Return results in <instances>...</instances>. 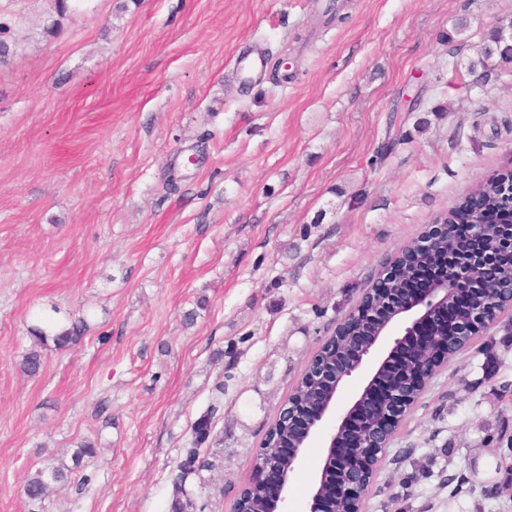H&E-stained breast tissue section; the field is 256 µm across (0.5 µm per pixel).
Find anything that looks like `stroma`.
Listing matches in <instances>:
<instances>
[{
  "label": "stroma",
  "instance_id": "stroma-1",
  "mask_svg": "<svg viewBox=\"0 0 512 512\" xmlns=\"http://www.w3.org/2000/svg\"><path fill=\"white\" fill-rule=\"evenodd\" d=\"M0 0V512L28 474L98 454L43 512H169L190 426L222 462L190 476L231 512L308 360L399 249L512 170V65H468L512 0ZM261 47L245 85L235 55ZM196 310L193 324L183 312ZM86 315L78 349L19 368L30 330ZM512 321L474 337L390 444L364 512H512L452 494L499 480ZM497 358L485 372L486 349ZM307 448L288 512H308Z\"/></svg>",
  "mask_w": 512,
  "mask_h": 512
}]
</instances>
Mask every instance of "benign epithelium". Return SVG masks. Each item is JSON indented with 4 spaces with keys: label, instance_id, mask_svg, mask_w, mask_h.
Segmentation results:
<instances>
[{
    "label": "benign epithelium",
    "instance_id": "7a95c632",
    "mask_svg": "<svg viewBox=\"0 0 512 512\" xmlns=\"http://www.w3.org/2000/svg\"><path fill=\"white\" fill-rule=\"evenodd\" d=\"M391 267H386L379 283L366 290L361 300L343 317L332 338L339 341L349 323L360 314L377 317L378 310L363 311L371 298L382 293L380 283L388 280ZM468 268L457 270V277L450 283L445 278H435L422 288L414 287L411 280L401 288H391L381 298V305L388 310L386 319L372 336L356 337L355 354L343 369L333 370L318 364L312 357L305 371L318 375L322 381L320 399L308 403L285 400L279 414L298 426L301 442L294 448H273L260 459L254 470V479L266 491L265 512H288V484L291 474L322 425L331 418L336 407V396L348 378L368 373L361 393L347 406L332 426L323 450V463L317 471L311 492L309 512H323L324 504L336 503L335 512H363L365 497L378 467L383 462L392 438L387 435L391 423L403 421L410 410L409 382L397 386L382 384L379 375L394 364L412 365L413 382L427 388L434 376L442 370L433 360H422V349L430 337L441 333L445 326L448 342L467 345L473 332H485L500 317L512 312V284L502 288L494 275H489L476 290L490 288L509 291V299L497 297L485 300L478 308L461 297L459 284L468 280ZM384 336L393 337L390 348L382 355L376 347Z\"/></svg>",
    "mask_w": 512,
    "mask_h": 512
}]
</instances>
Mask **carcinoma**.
Segmentation results:
<instances>
[{
    "label": "carcinoma",
    "instance_id": "carcinoma-1",
    "mask_svg": "<svg viewBox=\"0 0 512 512\" xmlns=\"http://www.w3.org/2000/svg\"><path fill=\"white\" fill-rule=\"evenodd\" d=\"M493 56L503 64L512 63V49L503 45L497 31H491L486 37L480 57L470 63V69L476 70L484 66L488 56ZM512 182V171L505 176L491 178L476 188L478 203H473V197H461L447 213L440 215L446 224H472L477 217H482L485 227L478 242L482 251L492 254L498 260V273L503 281H512V256L502 249L501 236L503 224H512V211L503 205L502 191L506 181ZM471 250L469 242L443 237L437 240L430 250L406 249L395 257L392 264V276L388 287L397 288L400 283L417 269L425 266L448 264V279L456 276V269L461 261L467 259ZM88 329L85 316L73 317L69 322L52 332L40 327L31 329L33 345L23 356L21 370L28 376L38 375L44 365V352L70 351L78 347L84 339ZM318 382L311 375H302L297 383L292 397L308 401L318 393ZM215 408L201 414L191 425V447L184 449L183 456L177 464V474L173 478V499L171 512H205V506L197 503L189 496L185 483L189 476L201 470L211 471L214 464L206 461L210 449L206 444L211 441L214 427ZM298 440L297 429L284 419H277L270 426L264 447L273 448L277 444L286 442L292 448ZM96 456V444L87 439L77 443L76 450L71 454L72 465L60 461L44 468L37 469L28 475L23 485V494L32 505L42 504L49 497L52 487L64 483L72 478L74 471L83 466L86 458ZM496 472L501 474L496 490L504 497L512 496V459L501 457L496 465ZM235 512H265L264 495L262 489L254 484L248 485L246 496L234 505Z\"/></svg>",
    "mask_w": 512,
    "mask_h": 512
}]
</instances>
